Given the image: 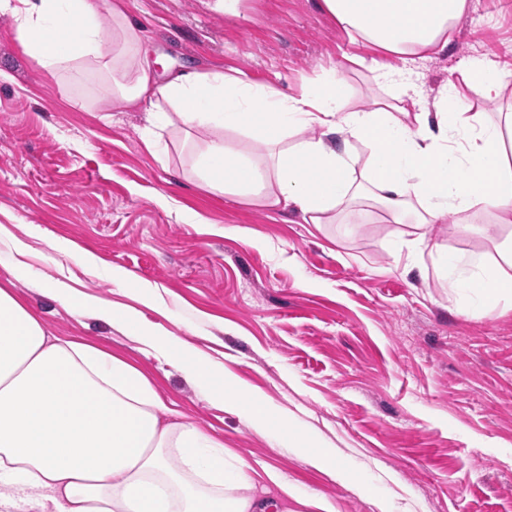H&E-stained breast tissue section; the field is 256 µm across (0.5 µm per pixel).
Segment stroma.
Listing matches in <instances>:
<instances>
[{
	"label": "stroma",
	"mask_w": 512,
	"mask_h": 512,
	"mask_svg": "<svg viewBox=\"0 0 512 512\" xmlns=\"http://www.w3.org/2000/svg\"><path fill=\"white\" fill-rule=\"evenodd\" d=\"M167 66L212 64L258 84L283 77L297 92L377 50L349 36L321 0H239L234 14L206 0H127ZM489 57L512 74V10L470 0L447 47L415 70L424 108ZM0 225L28 246L35 279L13 280L0 242V287L54 336L122 357L160 397L225 453L253 467L268 512H512V310L475 314L474 294L432 266L397 267V227L305 223L295 209H264L202 187L193 144L161 129L150 152L147 115L112 97V76L52 77L0 14ZM476 230L433 225L424 257L465 260L512 229L476 217ZM238 227L227 236L223 227ZM265 239L262 247L254 239ZM91 255L92 265L79 263ZM123 270L125 287L112 284ZM55 279L108 303L134 306L223 363L289 425L316 435L349 474L338 480L301 451L273 442L212 404L177 366L107 322L41 293ZM162 302L135 303L136 288ZM277 471L297 497L273 485Z\"/></svg>",
	"instance_id": "obj_1"
}]
</instances>
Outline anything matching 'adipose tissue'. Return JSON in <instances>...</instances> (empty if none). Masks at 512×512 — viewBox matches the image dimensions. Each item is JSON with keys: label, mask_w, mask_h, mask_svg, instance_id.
<instances>
[{"label": "adipose tissue", "mask_w": 512, "mask_h": 512, "mask_svg": "<svg viewBox=\"0 0 512 512\" xmlns=\"http://www.w3.org/2000/svg\"><path fill=\"white\" fill-rule=\"evenodd\" d=\"M351 40H363L400 67L370 60L375 86L358 104L346 73L300 92L203 66L158 71L126 0H0L25 51L48 74L95 65L112 74V96L163 125L202 130L193 171L212 191L268 208L293 206L309 224H361L370 210L401 225L395 258L417 266L432 225L455 214L512 224V154L504 142L512 113L489 122L479 103L503 98L506 74L489 58L462 67L464 90L441 92L424 111L409 63L442 51L468 0H322ZM111 24L113 53L101 39ZM319 137H305V130ZM256 150L243 148V139ZM363 145L359 159L348 141ZM452 288L479 295L480 310L512 303V237L465 263L434 259ZM42 293L104 320L178 365L211 401L274 440L303 449L320 469L346 479L336 461L223 366L186 341L147 325L129 307L72 294L46 279ZM147 376L96 346L50 335L40 318L0 287V512H265L244 459L227 463L223 444L190 422L171 423Z\"/></svg>", "instance_id": "obj_1"}]
</instances>
